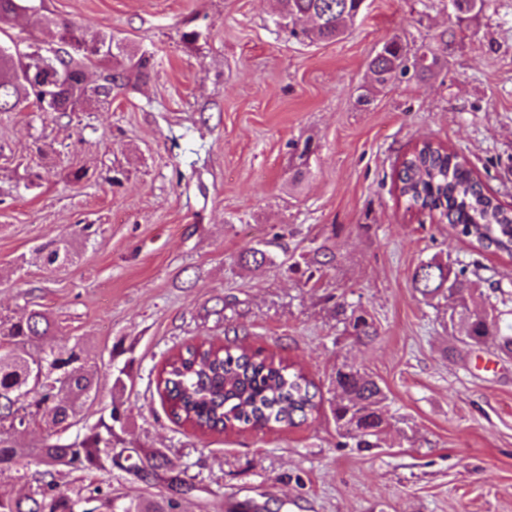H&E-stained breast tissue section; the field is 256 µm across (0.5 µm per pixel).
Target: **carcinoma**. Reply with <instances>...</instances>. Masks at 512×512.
<instances>
[{"instance_id": "1", "label": "carcinoma", "mask_w": 512, "mask_h": 512, "mask_svg": "<svg viewBox=\"0 0 512 512\" xmlns=\"http://www.w3.org/2000/svg\"><path fill=\"white\" fill-rule=\"evenodd\" d=\"M277 24L289 35L311 43L336 42L347 36L360 14L361 0H276ZM489 0H454L460 13L482 12ZM44 0H0V33L18 16L43 8ZM53 55L39 53L36 40L25 47L0 42V112H13L30 102L39 112H75L94 99L107 100L112 89L131 79L147 81L154 68L151 57L139 54L112 32L89 35L81 26L44 17ZM91 39L100 45L95 56L74 52L73 42ZM110 61L103 82L85 80L86 64ZM431 49L408 54L396 38L384 42L369 62L374 84L385 86L396 72L426 74L438 65ZM393 183L406 209L427 212L470 238L480 251L502 252L512 257V208L504 206L474 176L465 159L440 145L425 142L404 156L395 169ZM45 265L68 260L63 239L40 248ZM239 260L262 265L270 260L262 243L246 249ZM471 281L452 275L448 263L431 259L412 274V288L425 300L451 297L461 333L459 342L479 345L488 341L512 355V325L502 329L495 318L470 308ZM350 335L369 340L376 335L373 322L351 311ZM90 351L74 340L57 339L55 324L40 309L23 308L16 317L0 315V472L14 469L30 458L43 470L28 482L23 494L0 486V512H178L171 496L159 494L118 501L108 488L96 486L82 492L64 487L58 467L94 471L104 468L112 450V424L100 420L83 436L64 439L61 433L79 422L98 388L88 372ZM336 400L332 414L340 436L356 441L358 448H375L387 426L383 412L386 395L378 382L360 368L343 363L336 368ZM305 375L290 369L275 354L264 355L246 347L234 350L209 340L186 347L161 370L158 390L170 416L201 435L224 433L240 427L262 430L269 424L295 426L318 410ZM51 422L60 435H48L30 448H19L13 429L24 423Z\"/></svg>"}]
</instances>
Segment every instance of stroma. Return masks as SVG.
Masks as SVG:
<instances>
[{
	"mask_svg": "<svg viewBox=\"0 0 512 512\" xmlns=\"http://www.w3.org/2000/svg\"><path fill=\"white\" fill-rule=\"evenodd\" d=\"M274 5L45 0L7 29L38 38L49 15L112 32L154 63L148 84L104 104L0 113V312L39 305L90 349L99 394L68 438L121 412L111 468L59 480L125 500L168 491L178 512H512V357L460 343L448 299L411 286L434 257L477 266L470 305L495 307L504 327L512 257L406 211L392 186L403 155L429 140L512 206V0L461 22L451 0H365L331 43L289 37ZM449 29L432 73L373 87L368 63L385 41L414 50ZM59 238L72 259L54 270L38 248ZM262 241L272 262L240 266ZM322 245L331 261L308 275ZM341 303L369 314L372 341L354 340ZM203 339L282 357L319 410L261 432L176 424L158 375ZM343 363L387 396L377 447L336 430Z\"/></svg>",
	"mask_w": 512,
	"mask_h": 512,
	"instance_id": "35a3bbf8",
	"label": "stroma"
}]
</instances>
